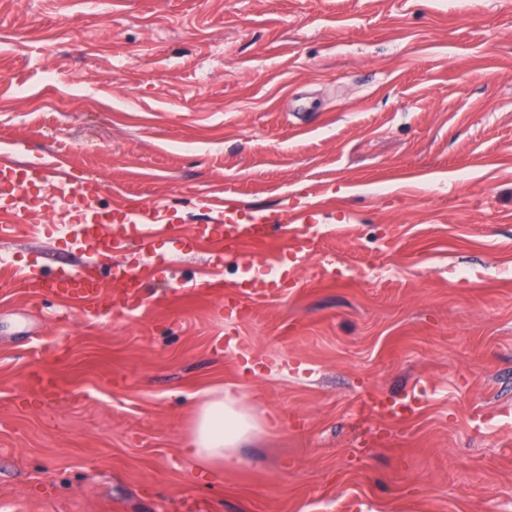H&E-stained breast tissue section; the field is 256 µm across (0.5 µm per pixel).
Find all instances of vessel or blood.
Instances as JSON below:
<instances>
[{"mask_svg": "<svg viewBox=\"0 0 512 512\" xmlns=\"http://www.w3.org/2000/svg\"><path fill=\"white\" fill-rule=\"evenodd\" d=\"M104 182L87 175L76 177L68 164L55 155L44 154L22 162L8 154L0 155V235L11 234L18 220L40 227L37 211L53 217L55 225H69L71 245L85 251L109 252L122 245L134 246L140 252H152L155 237L172 228L165 207L135 208L128 202L103 206ZM208 209L217 214L213 224L193 227L195 241L212 245L214 266L222 268L226 261L243 266L262 262L274 268L279 263L277 252L269 250L270 239H290L296 253L306 256L314 252L318 240L315 226L290 217L288 223H268L262 214H254L249 223H240L235 205L221 198H207ZM111 225V233H103V225ZM169 269L160 262L144 269L125 264L110 267L106 276L98 277L81 270L44 271L16 270L20 282L37 288L49 297L81 306L97 303L105 288H120L117 306L137 309L148 282L167 276ZM280 277H247L240 283L243 294L264 297L281 288ZM421 401L408 392L400 402H389L372 396L361 400L359 411L386 425L415 415Z\"/></svg>", "mask_w": 512, "mask_h": 512, "instance_id": "vessel-or-blood-1", "label": "vessel or blood"}]
</instances>
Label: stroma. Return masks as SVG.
I'll return each instance as SVG.
<instances>
[{"instance_id": "obj_1", "label": "stroma", "mask_w": 512, "mask_h": 512, "mask_svg": "<svg viewBox=\"0 0 512 512\" xmlns=\"http://www.w3.org/2000/svg\"><path fill=\"white\" fill-rule=\"evenodd\" d=\"M1 151L176 229L129 314L0 271V512H512V0H0ZM204 196L331 231L301 260L276 241L296 288L236 295L234 262L201 280ZM1 255L111 262L48 225ZM229 385L270 423L197 467L196 407ZM411 388L360 447L359 397Z\"/></svg>"}]
</instances>
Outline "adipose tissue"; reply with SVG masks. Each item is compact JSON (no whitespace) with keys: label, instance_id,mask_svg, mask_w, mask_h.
Masks as SVG:
<instances>
[{"label":"adipose tissue","instance_id":"obj_1","mask_svg":"<svg viewBox=\"0 0 512 512\" xmlns=\"http://www.w3.org/2000/svg\"><path fill=\"white\" fill-rule=\"evenodd\" d=\"M263 426L245 396L228 388L212 389L195 411L186 450L201 467H231L238 462V448Z\"/></svg>","mask_w":512,"mask_h":512}]
</instances>
